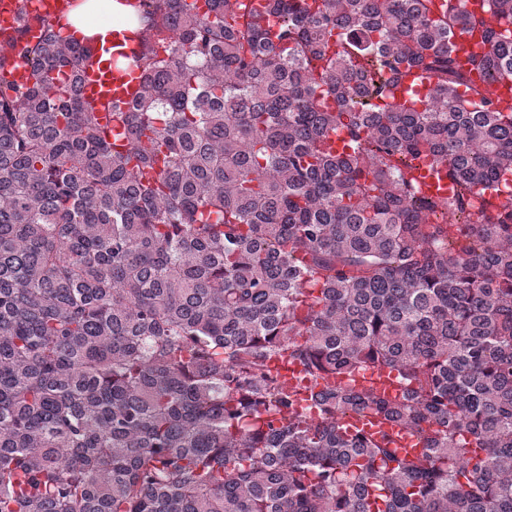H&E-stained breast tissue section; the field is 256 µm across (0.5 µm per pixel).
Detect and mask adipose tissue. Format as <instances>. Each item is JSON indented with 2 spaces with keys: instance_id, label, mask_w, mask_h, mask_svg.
Segmentation results:
<instances>
[{
  "instance_id": "ef3b65f1",
  "label": "adipose tissue",
  "mask_w": 512,
  "mask_h": 512,
  "mask_svg": "<svg viewBox=\"0 0 512 512\" xmlns=\"http://www.w3.org/2000/svg\"><path fill=\"white\" fill-rule=\"evenodd\" d=\"M129 7L118 0H76L68 13V23L79 39L103 40L110 33L131 29Z\"/></svg>"
}]
</instances>
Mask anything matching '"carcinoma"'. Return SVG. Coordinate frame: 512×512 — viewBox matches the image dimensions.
<instances>
[{"mask_svg":"<svg viewBox=\"0 0 512 512\" xmlns=\"http://www.w3.org/2000/svg\"><path fill=\"white\" fill-rule=\"evenodd\" d=\"M207 2L0 47V512H512V0ZM130 79V76L113 70L109 79V86L112 91L108 95H103L98 73L87 69L83 73V97L87 100L95 101L100 108V115L105 116L106 113L112 112L113 101L118 100L120 103H124L132 99V95L137 88V82L134 80L130 81Z\"/></svg>","mask_w":512,"mask_h":512,"instance_id":"1","label":"carcinoma"}]
</instances>
